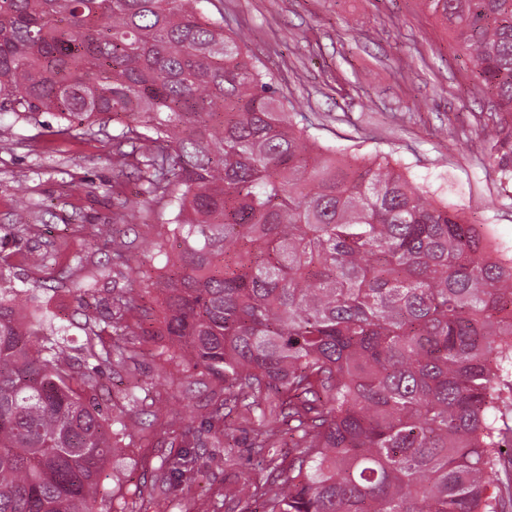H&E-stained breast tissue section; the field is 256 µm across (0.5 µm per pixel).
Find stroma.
<instances>
[{"mask_svg": "<svg viewBox=\"0 0 512 512\" xmlns=\"http://www.w3.org/2000/svg\"><path fill=\"white\" fill-rule=\"evenodd\" d=\"M200 8L247 32L257 66L294 122L322 145L387 158L438 202L487 225L494 243L512 251V183L505 182L478 123L484 86L473 61L458 53L418 0H202ZM56 129L49 114L37 123L0 115V226H10L21 205L33 215L30 232L0 241V256L13 264L17 289L47 303L81 344L84 304H105L113 288L127 284L113 271L111 244L92 237L94 226L115 225L118 240L140 259L136 279L147 282L159 275L161 261L146 241L173 212L147 197L131 210L116 206L111 140ZM36 245L64 249L66 256L42 268L20 265L21 254ZM74 254L80 265H69ZM73 279L95 283L89 301L70 290ZM140 343L146 354L136 368L101 365L109 391L97 401L108 411L121 405L127 389L148 386L167 398L168 419L121 440L119 455L101 474L100 512H209L221 502L230 512H244V490L260 479L253 425L212 421L213 380L188 364L154 357L164 337L144 336ZM228 429L235 437L231 448L224 445ZM175 430L202 441L191 466L204 474L205 489L189 509L181 491H150Z\"/></svg>", "mask_w": 512, "mask_h": 512, "instance_id": "35a3bbf8", "label": "stroma"}]
</instances>
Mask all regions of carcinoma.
<instances>
[{
    "instance_id": "cac0c4a2",
    "label": "carcinoma",
    "mask_w": 512,
    "mask_h": 512,
    "mask_svg": "<svg viewBox=\"0 0 512 512\" xmlns=\"http://www.w3.org/2000/svg\"><path fill=\"white\" fill-rule=\"evenodd\" d=\"M200 0H0V111L94 133L116 176L173 220L152 283L85 314V358L136 366L112 322L213 377L211 419L257 425L244 512H512V256L385 159L297 127L241 36ZM489 93L485 141L512 170V0H421ZM131 150L124 151L122 146ZM179 250L168 249L169 241ZM33 247L22 263L47 266ZM0 265V512H95L99 477L139 424L104 413L57 315ZM157 293L158 313L139 304ZM199 438L161 459L182 485Z\"/></svg>"
}]
</instances>
